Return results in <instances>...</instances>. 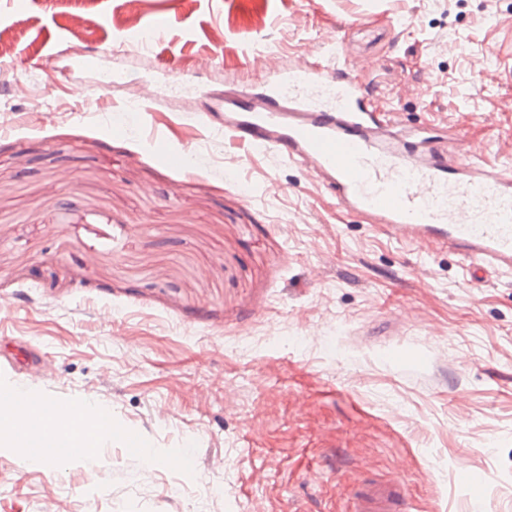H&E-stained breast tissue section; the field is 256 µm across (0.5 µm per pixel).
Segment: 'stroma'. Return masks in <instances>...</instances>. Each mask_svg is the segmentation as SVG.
I'll return each instance as SVG.
<instances>
[{"label": "stroma", "instance_id": "35a3bbf8", "mask_svg": "<svg viewBox=\"0 0 512 512\" xmlns=\"http://www.w3.org/2000/svg\"><path fill=\"white\" fill-rule=\"evenodd\" d=\"M0 31V358L47 348L36 394L113 428L62 465L0 447V512H326L399 467L411 512H512V272L402 243L275 153L237 162L206 100L114 124L124 84L211 55L220 97L336 38L449 163L512 166V0H0ZM97 49L118 87L90 104L70 63Z\"/></svg>", "mask_w": 512, "mask_h": 512}]
</instances>
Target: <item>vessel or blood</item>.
I'll return each mask as SVG.
<instances>
[{
	"instance_id": "1",
	"label": "vessel or blood",
	"mask_w": 512,
	"mask_h": 512,
	"mask_svg": "<svg viewBox=\"0 0 512 512\" xmlns=\"http://www.w3.org/2000/svg\"><path fill=\"white\" fill-rule=\"evenodd\" d=\"M341 41L323 46L321 59L295 57L269 81L242 86L239 95L210 97L203 80L191 82L208 109L223 112L225 140L250 153L273 152L307 166L340 205L407 241L467 256L479 269L512 272V169H487L472 158L447 166L431 137L402 125L374 92L355 78ZM86 79L80 93L96 102L112 93L98 77L100 58L75 62ZM174 83L142 82L135 100L164 107ZM29 357L8 365L15 382L0 388V403L36 404ZM68 406L55 405L35 428L20 431L23 444L58 432ZM348 512H410L400 476L369 480L346 494Z\"/></svg>"
}]
</instances>
